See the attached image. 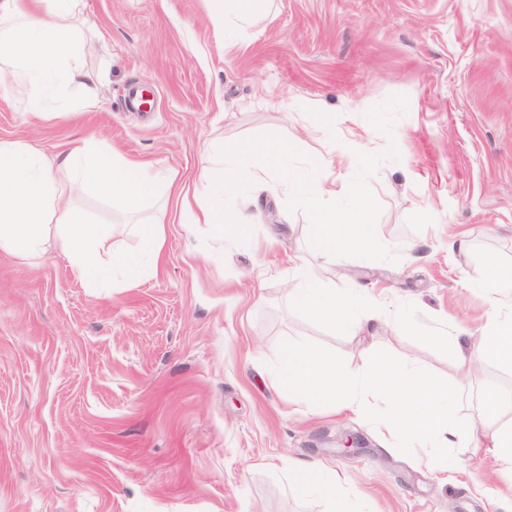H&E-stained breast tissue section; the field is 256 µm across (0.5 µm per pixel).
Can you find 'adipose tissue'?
<instances>
[{
  "instance_id": "ef3b65f1",
  "label": "adipose tissue",
  "mask_w": 512,
  "mask_h": 512,
  "mask_svg": "<svg viewBox=\"0 0 512 512\" xmlns=\"http://www.w3.org/2000/svg\"><path fill=\"white\" fill-rule=\"evenodd\" d=\"M79 0H0V47L23 65L25 77L54 82L59 67L78 66L81 52L59 17L75 10ZM72 184L89 186L138 211L150 197L169 195L172 183L146 174L140 165L110 152L96 139L84 137L70 149L61 165H54L39 150L20 140L0 139V251L26 263L42 256V227L47 213L62 203L54 191L58 171ZM63 250L81 277H89L94 263L112 253V236L105 229L82 222L67 211L62 233ZM291 269L296 283L291 303L309 318L332 328L350 329L361 336L386 329L392 334L413 330L408 318H382L370 296L357 288L322 287V267L294 256ZM488 357L512 360V318H492L481 336L471 341L460 361L462 379H469L476 362ZM282 381L290 393L309 408L340 407L370 412L381 399L391 411L379 429L392 447H415L419 464L439 468L448 450L461 438L482 437L486 452L512 469V399L497 402L479 422L462 427L448 399V388L414 363L395 362L379 355L354 369L311 346L294 348L288 355Z\"/></svg>"
}]
</instances>
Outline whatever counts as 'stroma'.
<instances>
[{"instance_id":"1","label":"stroma","mask_w":512,"mask_h":512,"mask_svg":"<svg viewBox=\"0 0 512 512\" xmlns=\"http://www.w3.org/2000/svg\"><path fill=\"white\" fill-rule=\"evenodd\" d=\"M276 18L231 42L212 0H80L61 18L83 48V76L61 105L36 117L39 87L0 88V138L46 155L93 136L125 159L172 178L168 196L135 213L95 190L58 192L112 233L114 254L150 245L159 266L133 287L108 270L99 288L63 252L61 213L28 265L0 252V512H328L289 461H316L347 478L338 512H512V472L459 442L451 469L416 465L366 415L292 402L274 376L287 351L311 344L353 368L386 354L447 381L467 420L484 393L512 397V363L486 359L458 387L456 346L480 336L491 309L470 288L487 256L512 264V0H271ZM145 91L146 111L129 109ZM408 98L392 135L367 111ZM283 136L315 161H349L320 177L348 188L353 151L382 153L369 179L383 207L378 238L396 262L333 258L309 244L304 211L273 172L232 203L245 225L215 234L189 223L183 195L208 200L203 178L222 146ZM472 248L448 246L449 229ZM323 266L324 287L356 286L456 345L385 330L354 336L293 307V254ZM365 438L342 450L340 435Z\"/></svg>"}]
</instances>
